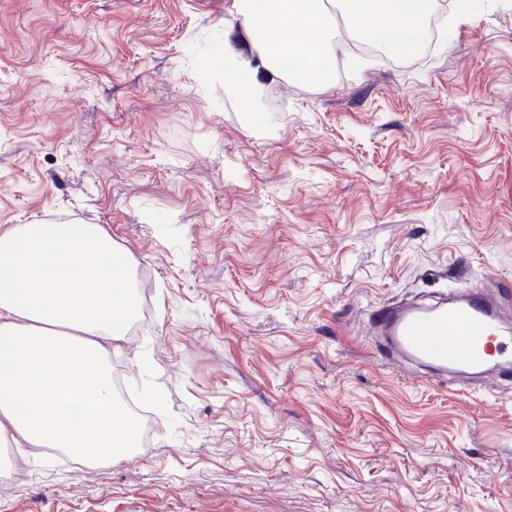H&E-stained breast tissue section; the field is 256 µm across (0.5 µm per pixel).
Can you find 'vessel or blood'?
Segmentation results:
<instances>
[{
	"label": "vessel or blood",
	"instance_id": "1",
	"mask_svg": "<svg viewBox=\"0 0 512 512\" xmlns=\"http://www.w3.org/2000/svg\"><path fill=\"white\" fill-rule=\"evenodd\" d=\"M505 287L485 285L433 304H387L372 311L370 335L386 350L429 366L471 375L512 364V328L502 315Z\"/></svg>",
	"mask_w": 512,
	"mask_h": 512
}]
</instances>
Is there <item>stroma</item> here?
<instances>
[{
  "label": "stroma",
  "mask_w": 512,
  "mask_h": 512,
  "mask_svg": "<svg viewBox=\"0 0 512 512\" xmlns=\"http://www.w3.org/2000/svg\"><path fill=\"white\" fill-rule=\"evenodd\" d=\"M333 84L217 67L233 0H0V226L100 224L145 445L15 458L0 512H512V371L414 378L378 306L512 282V0ZM275 128L271 138L257 126ZM229 27L227 33L224 31V85L252 111L261 104L265 88L253 78L250 62L232 45L230 34L234 29L233 22Z\"/></svg>",
  "instance_id": "1"
}]
</instances>
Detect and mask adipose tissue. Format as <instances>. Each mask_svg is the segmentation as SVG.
<instances>
[{
    "label": "adipose tissue",
    "instance_id": "adipose-tissue-1",
    "mask_svg": "<svg viewBox=\"0 0 512 512\" xmlns=\"http://www.w3.org/2000/svg\"><path fill=\"white\" fill-rule=\"evenodd\" d=\"M434 0H233L234 21L271 71L328 85L343 35L380 51L414 53ZM224 84L255 110L265 88L232 43ZM126 256L98 224L0 227V465L57 448L89 465L134 448L106 342L123 339L138 311Z\"/></svg>",
    "mask_w": 512,
    "mask_h": 512
}]
</instances>
